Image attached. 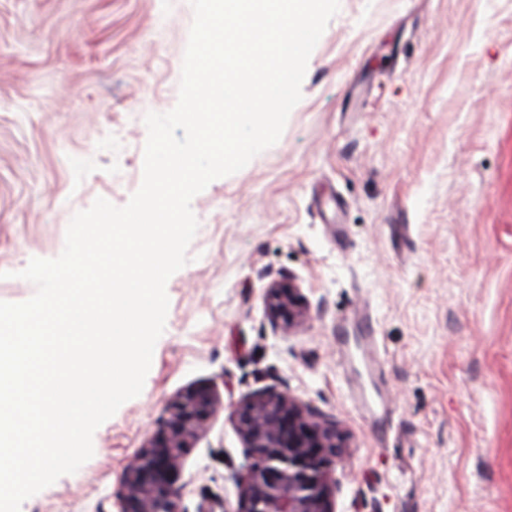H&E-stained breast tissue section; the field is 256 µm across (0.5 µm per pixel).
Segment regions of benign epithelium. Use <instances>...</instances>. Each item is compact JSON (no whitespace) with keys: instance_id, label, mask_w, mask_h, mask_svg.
Listing matches in <instances>:
<instances>
[{"instance_id":"1","label":"benign epithelium","mask_w":512,"mask_h":512,"mask_svg":"<svg viewBox=\"0 0 512 512\" xmlns=\"http://www.w3.org/2000/svg\"><path fill=\"white\" fill-rule=\"evenodd\" d=\"M264 305L269 323L288 334L310 320L307 299L291 277L267 286ZM220 407L213 384L191 386L169 403L167 417L125 467L118 512H182L184 451L206 433ZM230 420L250 458L244 471L232 474L237 512H336L333 468L347 448L336 419L285 388L268 387L244 398Z\"/></svg>"}]
</instances>
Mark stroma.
<instances>
[{
    "instance_id": "stroma-1",
    "label": "stroma",
    "mask_w": 512,
    "mask_h": 512,
    "mask_svg": "<svg viewBox=\"0 0 512 512\" xmlns=\"http://www.w3.org/2000/svg\"><path fill=\"white\" fill-rule=\"evenodd\" d=\"M189 0H0V301L72 216L140 187L144 117L178 101ZM279 141L191 208L142 393L21 512H117L127 461L184 389L223 405L186 449L181 504L236 512L229 419L287 385L348 434L336 512H512V0H340ZM296 279L287 335L266 285ZM371 320L383 404L349 398L334 336ZM264 305L269 323L288 334L305 327L310 320L307 299L300 286L289 276L267 286Z\"/></svg>"
}]
</instances>
